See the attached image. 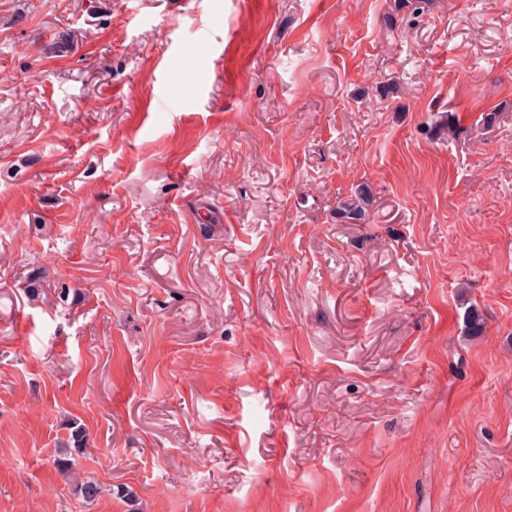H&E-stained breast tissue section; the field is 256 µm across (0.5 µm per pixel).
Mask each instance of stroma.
I'll list each match as a JSON object with an SVG mask.
<instances>
[{
	"label": "stroma",
	"instance_id": "obj_1",
	"mask_svg": "<svg viewBox=\"0 0 512 512\" xmlns=\"http://www.w3.org/2000/svg\"><path fill=\"white\" fill-rule=\"evenodd\" d=\"M392 5L0 0V512H512V0ZM370 196L359 190L336 208V221L341 224L369 223Z\"/></svg>",
	"mask_w": 512,
	"mask_h": 512
}]
</instances>
